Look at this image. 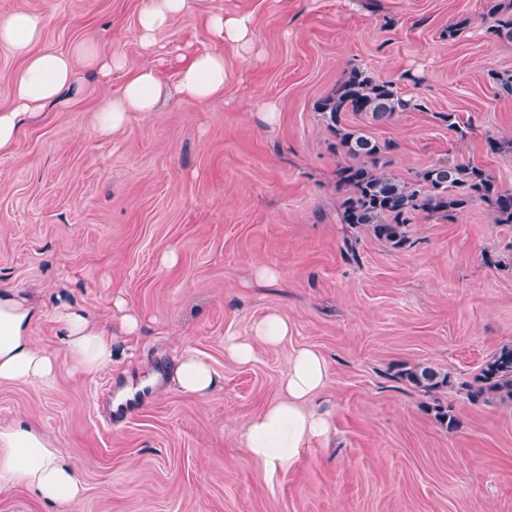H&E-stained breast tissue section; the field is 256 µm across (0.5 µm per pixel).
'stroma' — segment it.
I'll return each mask as SVG.
<instances>
[{
  "mask_svg": "<svg viewBox=\"0 0 512 512\" xmlns=\"http://www.w3.org/2000/svg\"><path fill=\"white\" fill-rule=\"evenodd\" d=\"M141 0H0L43 23L34 52L75 44L122 54L102 80L76 69L73 89L45 105L0 154V286L33 299L63 293L103 316L124 298L141 318L110 366L74 370L53 322L34 330L53 352L52 386L0 384V427L24 422L69 454L84 484L75 504H48L0 485V512H512V405L472 402L466 386L512 343V225L473 201L451 220L419 216L409 247L386 248L338 220L344 158L314 109L360 68L423 99L371 135L399 148L388 172L410 179L445 159L479 165L512 190V40L492 29L512 0H201L175 17L157 46L133 38ZM252 16L247 44L218 42L202 12ZM222 53L221 99L176 91L199 51ZM155 69L157 111L109 136L94 127L101 99L126 72ZM275 125L260 118L265 106ZM470 123L458 139L439 119ZM354 241L357 261L345 258ZM265 264L278 282L256 277ZM279 313L291 335L242 364L227 339ZM328 366L321 396L327 438L291 466L264 470L243 427L280 394L291 349ZM192 348L222 376L206 400L169 382ZM427 362L452 385L425 394L399 376ZM448 405L458 426L434 417Z\"/></svg>",
  "mask_w": 512,
  "mask_h": 512,
  "instance_id": "obj_1",
  "label": "stroma"
}]
</instances>
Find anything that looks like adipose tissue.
Masks as SVG:
<instances>
[{
  "label": "adipose tissue",
  "mask_w": 512,
  "mask_h": 512,
  "mask_svg": "<svg viewBox=\"0 0 512 512\" xmlns=\"http://www.w3.org/2000/svg\"><path fill=\"white\" fill-rule=\"evenodd\" d=\"M197 7L198 0H141L135 29L139 46L153 49L157 35L173 17ZM41 31V19L26 12L0 21V43L26 60L16 84L13 106L0 110V153L10 150L41 105L73 86L75 59H83L105 79L124 67L122 56L98 50L89 52L82 46L68 55L32 53L31 47ZM227 81L223 55L201 52L188 58L181 67L177 92L181 97L207 102L223 96ZM163 93L155 70L139 68L124 81L117 94L103 99L95 113L96 131L106 136L123 127L133 115L156 111ZM48 317L63 332L74 369L87 374L111 363L115 334L132 336L140 328L137 315L131 311L116 326L110 319L91 317L76 305L61 303L50 311L19 289L1 288V383L53 380L57 359L38 346L32 335L34 327ZM289 333L287 321L271 313L255 323L249 339L230 341L227 350L246 363L253 359L256 346L280 345ZM173 378L181 392L202 399L210 397L220 385V375L212 365L188 349L178 355ZM326 383L327 363L317 350L303 346L289 354L280 397L244 425V446L256 463L267 470L286 467L293 463L300 449L328 436L330 411L316 403ZM8 483L23 485L48 503H75L83 493L73 463L60 454L49 436L24 423L0 428V484Z\"/></svg>",
  "instance_id": "ef3b65f1"
}]
</instances>
